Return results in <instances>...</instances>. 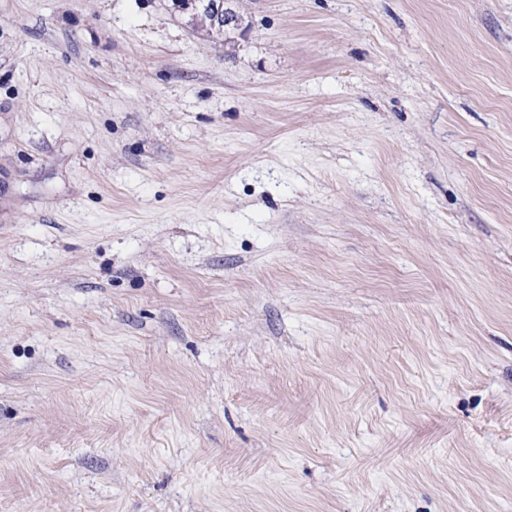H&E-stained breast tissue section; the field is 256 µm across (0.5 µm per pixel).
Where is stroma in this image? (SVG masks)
Returning a JSON list of instances; mask_svg holds the SVG:
<instances>
[{
  "instance_id": "stroma-1",
  "label": "stroma",
  "mask_w": 512,
  "mask_h": 512,
  "mask_svg": "<svg viewBox=\"0 0 512 512\" xmlns=\"http://www.w3.org/2000/svg\"><path fill=\"white\" fill-rule=\"evenodd\" d=\"M0 0V512H512V0ZM198 1L199 0H176L175 5L179 11L182 12L196 11L201 6V3ZM217 3H219V6H217ZM210 7L214 11V19L209 13L204 11L190 12L192 17L196 18L194 19L193 25L195 28L206 32L209 36L220 37L224 35V30H226V27H230L228 24H231L232 18L227 12L224 13L223 0H214V4H211ZM223 20H225L227 24H225V22H220Z\"/></svg>"
}]
</instances>
